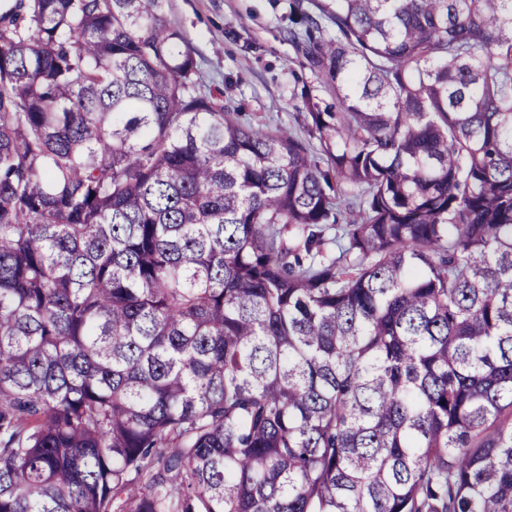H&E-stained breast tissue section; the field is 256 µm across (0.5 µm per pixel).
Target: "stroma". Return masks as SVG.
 Wrapping results in <instances>:
<instances>
[{"label":"stroma","mask_w":512,"mask_h":512,"mask_svg":"<svg viewBox=\"0 0 512 512\" xmlns=\"http://www.w3.org/2000/svg\"><path fill=\"white\" fill-rule=\"evenodd\" d=\"M290 0H167L169 18L193 47L198 92L243 121L307 138L301 88L328 93L288 40Z\"/></svg>","instance_id":"1"}]
</instances>
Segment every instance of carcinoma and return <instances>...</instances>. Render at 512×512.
Returning <instances> with one entry per match:
<instances>
[{
	"mask_svg": "<svg viewBox=\"0 0 512 512\" xmlns=\"http://www.w3.org/2000/svg\"><path fill=\"white\" fill-rule=\"evenodd\" d=\"M166 2L0 15V512H512V0H293L322 165Z\"/></svg>",
	"mask_w": 512,
	"mask_h": 512,
	"instance_id": "cac0c4a2",
	"label": "carcinoma"
}]
</instances>
